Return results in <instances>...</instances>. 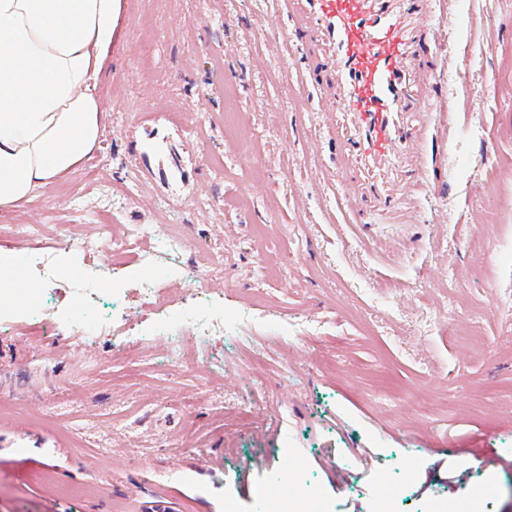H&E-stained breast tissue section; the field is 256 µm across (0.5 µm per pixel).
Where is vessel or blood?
<instances>
[{
	"label": "vessel or blood",
	"instance_id": "vessel-or-blood-1",
	"mask_svg": "<svg viewBox=\"0 0 512 512\" xmlns=\"http://www.w3.org/2000/svg\"><path fill=\"white\" fill-rule=\"evenodd\" d=\"M297 26L308 28L319 43L328 73L322 91L332 111L349 113L355 133L341 142L342 154L376 169L368 191L378 205L397 204L393 175L401 157L417 153L404 116L434 118L440 102L412 98L408 75L429 86L433 71L422 61L434 41L430 27L416 24L417 0H282ZM131 147L145 183L156 185L176 202L197 193L194 169L176 152L154 113L140 114L130 125ZM265 496L272 512L291 495L287 485L248 486Z\"/></svg>",
	"mask_w": 512,
	"mask_h": 512
}]
</instances>
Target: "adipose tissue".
Instances as JSON below:
<instances>
[{
  "mask_svg": "<svg viewBox=\"0 0 512 512\" xmlns=\"http://www.w3.org/2000/svg\"><path fill=\"white\" fill-rule=\"evenodd\" d=\"M122 0H0V209L64 181L102 130Z\"/></svg>",
  "mask_w": 512,
  "mask_h": 512,
  "instance_id": "1",
  "label": "adipose tissue"
}]
</instances>
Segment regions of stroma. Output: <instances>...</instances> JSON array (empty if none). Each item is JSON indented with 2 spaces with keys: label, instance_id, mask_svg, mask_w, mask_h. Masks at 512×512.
Masks as SVG:
<instances>
[{
  "label": "stroma",
  "instance_id": "stroma-1",
  "mask_svg": "<svg viewBox=\"0 0 512 512\" xmlns=\"http://www.w3.org/2000/svg\"><path fill=\"white\" fill-rule=\"evenodd\" d=\"M424 2L432 93L452 122L409 113L421 146L398 178L432 177L389 212L337 150L350 118L327 111L318 49L279 0H122L99 148L0 211V248L42 260L25 277L46 315L23 298L0 306V404L24 409L0 418V512H265L240 493L245 469L312 490L325 512H512V469L456 450L475 440L512 459V85L486 94L487 76L512 71V6ZM142 17L164 34L151 76ZM165 96L188 131L200 208L142 184L131 156L127 124ZM231 106L241 120L228 131ZM103 182L113 198L97 195ZM15 224L40 230L22 238ZM73 224L89 248L71 245ZM151 224L192 248L141 260ZM109 229L133 240L122 259L92 248ZM202 267L199 290L180 288ZM90 278L108 286L91 304ZM149 278L172 314L223 311V335L188 338L176 367L162 335L142 348L77 341L76 314L141 312ZM211 458L218 469H204Z\"/></svg>",
  "mask_w": 512,
  "mask_h": 512
}]
</instances>
